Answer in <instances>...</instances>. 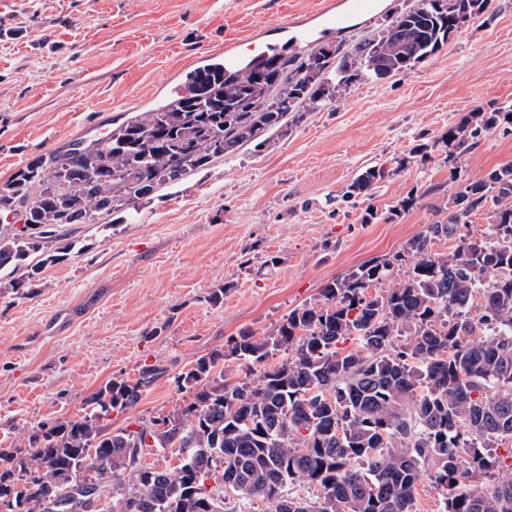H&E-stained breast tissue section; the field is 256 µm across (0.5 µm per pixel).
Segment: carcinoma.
<instances>
[{
  "instance_id": "cac0c4a2",
  "label": "carcinoma",
  "mask_w": 512,
  "mask_h": 512,
  "mask_svg": "<svg viewBox=\"0 0 512 512\" xmlns=\"http://www.w3.org/2000/svg\"><path fill=\"white\" fill-rule=\"evenodd\" d=\"M493 0H415L389 25L303 56L273 51L234 71L198 66L164 103L133 112L82 148L42 155L0 183V285L26 295L42 280L52 228L90 224L133 209L162 186L303 118L361 74L383 78L438 52ZM512 134V108L476 109L448 129V162L489 135ZM448 220L328 283L321 302L293 309L270 334L242 333L181 373L192 400L135 427L107 424L135 406L157 368L130 383L112 380L94 408L34 427L0 448V501L10 512H50L87 482L99 512H232L224 494L277 502L276 512H413L418 484L443 489L442 512H512V480L488 483L512 442V163L476 181L455 166ZM369 169L348 198L382 178ZM486 209L487 232L466 230ZM451 242L444 255L433 251ZM378 289L372 295L369 288ZM349 338L357 347L342 349ZM288 353L278 365L264 363ZM250 367L228 382L224 358ZM172 450L180 464H144L147 450ZM296 485L314 487L313 501Z\"/></svg>"
}]
</instances>
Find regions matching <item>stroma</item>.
<instances>
[{
	"label": "stroma",
	"mask_w": 512,
	"mask_h": 512,
	"mask_svg": "<svg viewBox=\"0 0 512 512\" xmlns=\"http://www.w3.org/2000/svg\"><path fill=\"white\" fill-rule=\"evenodd\" d=\"M332 0H0V181L31 160L109 133L154 107L205 60L287 47L280 22L313 28ZM413 0H377L343 33L362 38ZM407 72L361 76L311 103L300 123L194 170L136 209L73 224L52 242L26 297L0 288V448L34 426L76 418L109 380L162 372L113 427L163 417L192 391L180 375L240 332L262 337L332 280L402 252L455 192L448 127L476 108L512 106V0H495ZM512 162V134L462 155V178ZM385 168L370 195L343 193ZM416 204L399 209L407 195ZM377 213L366 220V209ZM224 288V300L209 299Z\"/></svg>",
	"instance_id": "obj_1"
}]
</instances>
